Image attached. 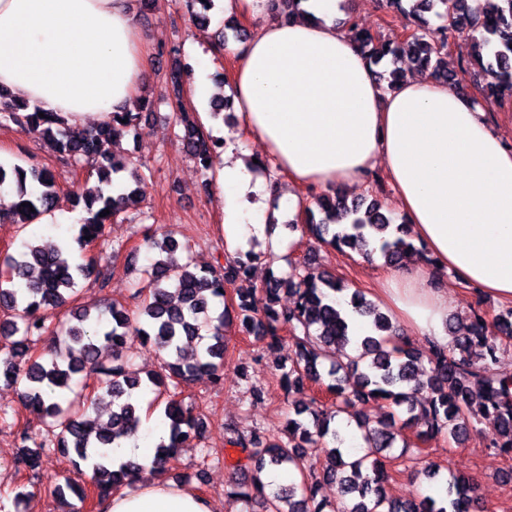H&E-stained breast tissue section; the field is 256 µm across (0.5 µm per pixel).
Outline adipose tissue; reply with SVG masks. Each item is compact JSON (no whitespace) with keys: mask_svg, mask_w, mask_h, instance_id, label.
<instances>
[{"mask_svg":"<svg viewBox=\"0 0 512 512\" xmlns=\"http://www.w3.org/2000/svg\"><path fill=\"white\" fill-rule=\"evenodd\" d=\"M339 0H306L282 21L266 0H224V13L256 20L232 44L234 99L244 129L271 162L262 174L249 148L227 152L215 179L224 202V252L266 239L275 216L300 204L290 190L358 186L383 168L413 241L432 262L389 271L382 301L430 344H447L446 275L512 301V146L470 97L421 75L385 90L362 49L332 19ZM153 78L129 0H0V89L13 99L91 125L120 110ZM167 425L113 448L115 462L151 470ZM100 512H219L208 498L161 478L115 493Z\"/></svg>","mask_w":512,"mask_h":512,"instance_id":"ef3b65f1","label":"adipose tissue"}]
</instances>
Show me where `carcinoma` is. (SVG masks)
Instances as JSON below:
<instances>
[{
    "label": "carcinoma",
    "mask_w": 512,
    "mask_h": 512,
    "mask_svg": "<svg viewBox=\"0 0 512 512\" xmlns=\"http://www.w3.org/2000/svg\"><path fill=\"white\" fill-rule=\"evenodd\" d=\"M302 2L268 0V7L289 21L301 13ZM183 7L199 29H209L213 0H183ZM379 7L410 15L413 24L406 37L387 40L352 18L346 20L348 34L373 64L389 55L405 56L454 86L457 74L448 71L444 55L449 39L458 37L467 45L462 69L477 67L473 79L494 104L512 103V0H498L484 12L470 9L468 0H381ZM430 12L443 18L444 24L431 25L425 17ZM171 54L166 82L178 100L190 64L176 50ZM153 108L151 99L138 96L112 113L109 122L76 132L62 117L47 112L42 118L38 108L0 91L1 126L38 131L61 161L90 165L98 182L92 189L70 194L73 206L85 212L73 241L49 251L28 241L3 261L8 275L0 281V310L14 313L15 318L3 321L12 348L0 356V382L23 387L26 406L44 425L42 433L21 431V446L10 467L17 473L34 472L45 451L58 448L71 470L81 475L90 471L88 479L97 499L131 485L142 467L133 460L113 464L111 450L139 426V397L154 392L166 396L169 442L155 449V464L165 469L180 442L205 427L204 416L185 403L182 385L202 376L214 384L224 382V328L235 326L267 348H287L275 367L286 388L300 387L305 381L318 384L325 375L330 383L328 397H313L297 407L282 439L267 442L255 431L230 430L225 444L240 453L233 469L247 476L245 481H234L233 493L261 503L265 512H484L478 483L464 476H451L445 502L430 495L405 502L391 499L385 460L398 442H406L408 428L416 429L420 441L446 436L459 445L484 421L492 425L485 435L486 447L512 455V375L495 369L497 352L512 340V308L495 315L494 333L488 332L478 313L450 318L448 346L432 345L423 353L359 290L351 292L347 305L367 320L370 334L350 333L336 308V295L348 288L333 276L309 275L300 263L285 277L269 278L264 288L267 305L259 313L252 305L250 277L262 253L251 249L218 270L205 271L189 255L175 257L179 244L167 234L160 240L145 239L158 254L148 270L147 285L134 293L141 299L136 314L113 303L95 310L73 305L81 281L93 276L106 283L101 258L87 259L82 251L101 244L105 225L123 223V215L143 199L144 174L130 158L108 155L104 144L136 133ZM177 119L184 149L205 180H212L218 140L185 108H179ZM125 171L131 173L134 186L112 179ZM6 187L16 193L17 201L10 210L0 211V220L8 217L21 226L52 212L59 197L49 169H24L0 160V191ZM312 199L315 207L305 210V229L323 243L356 252L371 245L393 267L409 252L426 258L424 249L409 241L405 224L395 223L383 212L380 199L367 195L349 202L334 190ZM105 209L109 214L100 216ZM228 285L234 287V299L217 314L215 306L224 300ZM284 290L293 298L288 306L280 304ZM66 306V317L52 325L62 336L63 347L36 351V337L49 333V325L25 322L21 314L38 308L56 315ZM132 335L165 354L163 371L150 372L144 380L129 374L126 345ZM188 338L208 339L191 360L182 355ZM88 368L98 371L101 384L93 396L79 402L73 376ZM377 398L389 401L393 411L372 419L364 407ZM102 406L109 408L106 426L90 418ZM341 415L361 432L363 454L344 455L346 437L334 427ZM268 466L287 468L291 483L276 487L263 483L260 473ZM325 484L337 486L340 493L332 507L318 498Z\"/></svg>",
    "instance_id": "1"
}]
</instances>
